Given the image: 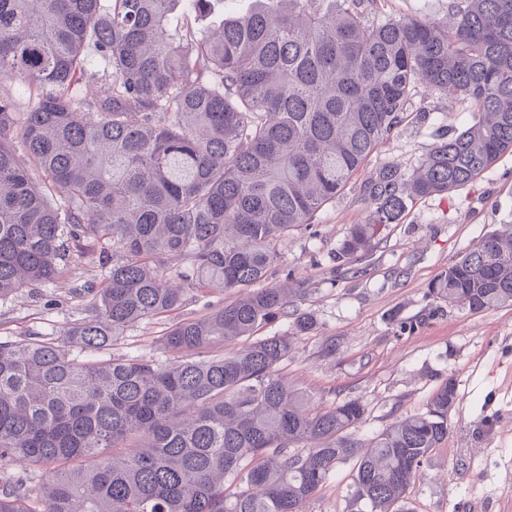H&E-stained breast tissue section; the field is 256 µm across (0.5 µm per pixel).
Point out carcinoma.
Segmentation results:
<instances>
[{"mask_svg":"<svg viewBox=\"0 0 512 512\" xmlns=\"http://www.w3.org/2000/svg\"><path fill=\"white\" fill-rule=\"evenodd\" d=\"M185 2L206 17L217 0H0V80L36 94L19 112L0 92V297L59 279L87 240L103 287L65 333L85 349L181 308L186 286L235 294L172 323L165 364L1 340L0 462L53 471L40 485L1 478L0 512H302L350 460L366 512H410L455 384L361 440L360 402L314 407L279 376L313 315L256 333L307 294L268 282L279 245L347 189L418 87L478 116L412 173L388 165L364 186L368 221L340 257L408 199L512 152V0H463L452 26L371 21L361 0H253L198 38L170 26ZM93 58L111 78L88 98L76 72ZM430 293L473 313L512 306V232L486 234Z\"/></svg>","mask_w":512,"mask_h":512,"instance_id":"carcinoma-1","label":"carcinoma"}]
</instances>
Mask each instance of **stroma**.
I'll use <instances>...</instances> for the list:
<instances>
[{
	"mask_svg": "<svg viewBox=\"0 0 512 512\" xmlns=\"http://www.w3.org/2000/svg\"><path fill=\"white\" fill-rule=\"evenodd\" d=\"M454 11V0H378L375 16L445 23ZM408 110L410 120L371 156L366 174L385 165L412 172L438 135L476 117L468 101L421 88ZM361 186L353 180L314 224L293 231L271 269L272 282L304 281L309 294L297 306L316 321L295 340L281 375L319 407L360 401L365 413L354 433L363 440L425 412L438 385L453 379L458 399L448 436L409 489L413 512H512V306L473 313L429 294L451 261L485 234L512 227V153L448 195L407 202L399 223L343 265L337 253L368 215ZM102 280L98 264L85 257L56 282L0 298V336L39 333L64 342L65 332L88 315V286ZM223 301L222 292L190 289L180 310L128 328L112 346L65 343L66 349L80 359L163 361L158 336L172 322ZM352 469L349 462L337 465L302 512H358Z\"/></svg>",
	"mask_w": 512,
	"mask_h": 512,
	"instance_id": "35a3bbf8",
	"label": "stroma"
}]
</instances>
